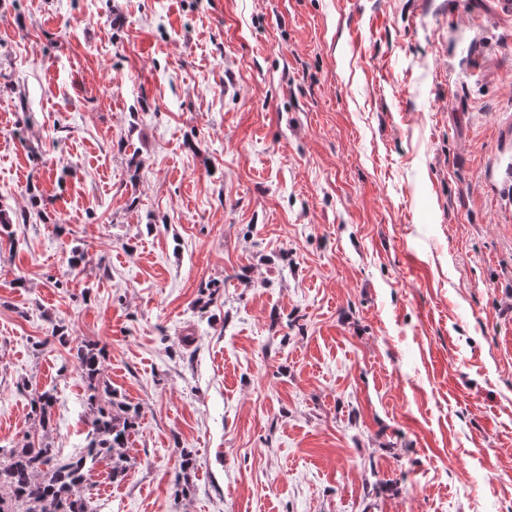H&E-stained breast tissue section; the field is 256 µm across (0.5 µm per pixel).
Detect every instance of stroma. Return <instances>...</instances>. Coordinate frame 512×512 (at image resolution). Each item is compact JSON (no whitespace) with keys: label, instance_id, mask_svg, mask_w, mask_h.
<instances>
[{"label":"stroma","instance_id":"1","mask_svg":"<svg viewBox=\"0 0 512 512\" xmlns=\"http://www.w3.org/2000/svg\"><path fill=\"white\" fill-rule=\"evenodd\" d=\"M507 179L500 0H0V447L88 339L95 512H512Z\"/></svg>","mask_w":512,"mask_h":512}]
</instances>
